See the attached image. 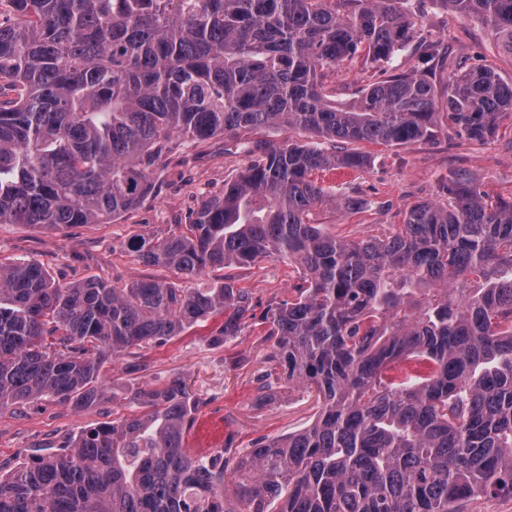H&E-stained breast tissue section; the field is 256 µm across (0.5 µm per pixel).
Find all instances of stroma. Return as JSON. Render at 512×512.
<instances>
[{
	"mask_svg": "<svg viewBox=\"0 0 512 512\" xmlns=\"http://www.w3.org/2000/svg\"><path fill=\"white\" fill-rule=\"evenodd\" d=\"M415 22L416 41H443L455 58L481 57L502 79L512 80V52L480 19L450 13L438 0H417ZM379 77L378 65L358 61L326 71L322 85L327 94L346 101ZM359 149L370 157L366 168L320 175L336 193L367 201L358 211L341 208L320 215L326 231L337 237L357 241L397 231L405 209L440 198L444 183L456 172L472 176L488 200H512V116L504 117L498 134L481 143L441 128L430 141L401 147L363 142ZM255 158L249 147L229 136L181 143L154 174L156 195L112 223L76 224L56 231L0 224V263L37 261L63 285L93 278L119 288L141 278L175 280L173 270L147 264L130 252L128 239L182 231L201 199L221 195L225 181ZM300 277L295 264L276 258L243 267L206 269L200 283L229 278L253 295V308L239 336L213 345V326L208 323L163 345L138 349L117 363L105 364L103 376L113 396L84 410L50 398L0 409V472L31 456L60 451L81 429L137 413L127 395L128 386L174 377L182 378L190 394L201 401L187 440L194 455L213 456L228 444L245 451L257 438L307 427L318 408L303 388L284 386L277 401H256L257 379L270 369L266 360L270 343L262 317L270 304L288 298Z\"/></svg>",
	"mask_w": 512,
	"mask_h": 512,
	"instance_id": "35a3bbf8",
	"label": "stroma"
}]
</instances>
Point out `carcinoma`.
<instances>
[{
    "instance_id": "cac0c4a2",
    "label": "carcinoma",
    "mask_w": 512,
    "mask_h": 512,
    "mask_svg": "<svg viewBox=\"0 0 512 512\" xmlns=\"http://www.w3.org/2000/svg\"><path fill=\"white\" fill-rule=\"evenodd\" d=\"M0 22V224H110L155 194L173 140L273 126L317 142L268 147L185 231L127 248L187 281L264 258L298 265L295 295L267 309L270 377L313 393L316 419L242 457L185 448L200 400L179 377L129 388L140 412L78 432L62 451L0 475V512H460L512 497V201L465 175L418 202L398 231L344 240L310 216L359 210L312 179L360 170L359 151L429 141L442 115L483 142L512 114V82L487 65L400 70L413 15L399 0H10ZM512 51V0H438ZM386 76L349 102L319 75L358 57ZM251 293L136 280L61 285L38 262L0 264V408L109 398L100 371L218 316L239 334ZM232 484L237 509L224 499ZM461 512H512V498L479 496L464 502Z\"/></svg>"
}]
</instances>
